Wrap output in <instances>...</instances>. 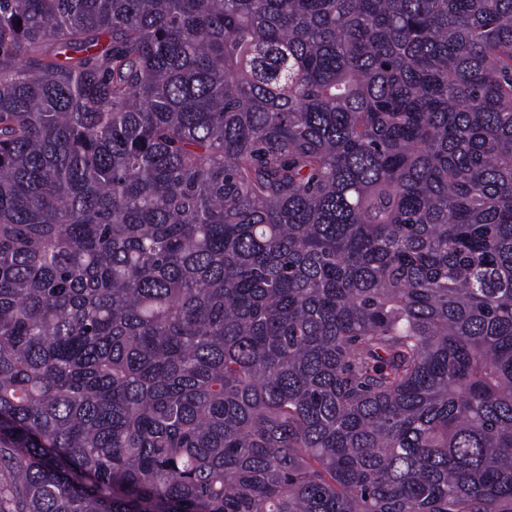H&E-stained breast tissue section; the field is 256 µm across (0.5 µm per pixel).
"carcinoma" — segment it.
<instances>
[{"mask_svg": "<svg viewBox=\"0 0 512 512\" xmlns=\"http://www.w3.org/2000/svg\"><path fill=\"white\" fill-rule=\"evenodd\" d=\"M0 512H512V0H0Z\"/></svg>", "mask_w": 512, "mask_h": 512, "instance_id": "cac0c4a2", "label": "carcinoma"}]
</instances>
